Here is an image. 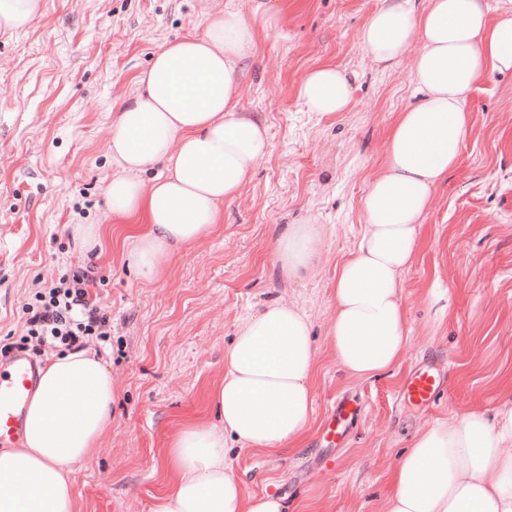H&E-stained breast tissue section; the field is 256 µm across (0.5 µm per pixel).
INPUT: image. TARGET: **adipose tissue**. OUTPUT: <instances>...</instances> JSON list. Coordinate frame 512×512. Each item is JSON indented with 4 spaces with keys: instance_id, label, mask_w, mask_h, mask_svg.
Returning <instances> with one entry per match:
<instances>
[{
    "instance_id": "obj_1",
    "label": "adipose tissue",
    "mask_w": 512,
    "mask_h": 512,
    "mask_svg": "<svg viewBox=\"0 0 512 512\" xmlns=\"http://www.w3.org/2000/svg\"><path fill=\"white\" fill-rule=\"evenodd\" d=\"M249 11L209 9L203 34L155 54L113 120L107 149L118 175L103 188L112 217L132 221L125 257L152 282L183 246L211 233L267 156L263 121L240 111L241 68L256 58L259 33L276 27L284 0H250ZM383 0L363 23L358 46L375 63L415 58L416 100L398 112L361 201L363 231L336 275L331 351L346 376L371 379L404 356L401 276L418 245L434 190L460 159L474 123L471 92L512 75V17L486 0ZM298 98L322 115L353 103L352 76L332 64L304 75ZM150 181L138 172L154 164ZM323 227L290 224L273 240L287 281L312 276ZM319 350L304 311L276 301L242 318L224 349V376L210 394L214 416L181 425L170 442L174 473L151 512H316L315 498L288 506L248 493L224 445L292 456L314 423ZM112 371L90 347L52 355L29 401L18 445L0 448V512H79L72 466L91 455L112 422ZM382 512H512V388L494 411L472 409L420 428L387 474Z\"/></svg>"
}]
</instances>
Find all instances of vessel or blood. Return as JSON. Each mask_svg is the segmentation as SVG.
<instances>
[{
	"label": "vessel or blood",
	"instance_id": "vessel-or-blood-1",
	"mask_svg": "<svg viewBox=\"0 0 512 512\" xmlns=\"http://www.w3.org/2000/svg\"><path fill=\"white\" fill-rule=\"evenodd\" d=\"M39 376V361L27 352L15 350L0 356V441L18 439L27 405ZM433 370L420 369L407 380L404 398L416 406L429 405L436 393Z\"/></svg>",
	"mask_w": 512,
	"mask_h": 512
}]
</instances>
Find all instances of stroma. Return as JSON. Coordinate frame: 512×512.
I'll list each match as a JSON object with an SVG mask.
<instances>
[{"mask_svg":"<svg viewBox=\"0 0 512 512\" xmlns=\"http://www.w3.org/2000/svg\"><path fill=\"white\" fill-rule=\"evenodd\" d=\"M19 33L0 32V336L25 333L23 311L62 274L92 266L112 314L101 353L118 395L98 450L72 467L82 512H150L171 476L170 441L184 422L212 416L210 389L238 321L272 300L303 310L320 352L315 423L299 454L231 449L250 493L319 499L322 512H381L386 476L418 428L464 408L494 409L512 378V76L474 90V128L457 167L434 193L419 248L402 277L410 342L401 363L371 380L345 378L331 356V289L358 243L361 200L396 114L414 101L410 58L382 68L358 47L382 0H287L278 27L242 63L239 108L262 119L270 148L224 222L181 248L163 276L139 281L125 258L129 225L108 213L103 187L112 117L166 44L203 26L205 0H44ZM330 63L355 76V104L306 111L298 84ZM367 158L365 170L354 166ZM323 224L315 274L286 281L273 239L305 219ZM74 224L104 229L92 258ZM435 364L437 398L401 399L417 366ZM359 410L326 441L332 407Z\"/></svg>","mask_w":512,"mask_h":512,"instance_id":"obj_1","label":"stroma"}]
</instances>
